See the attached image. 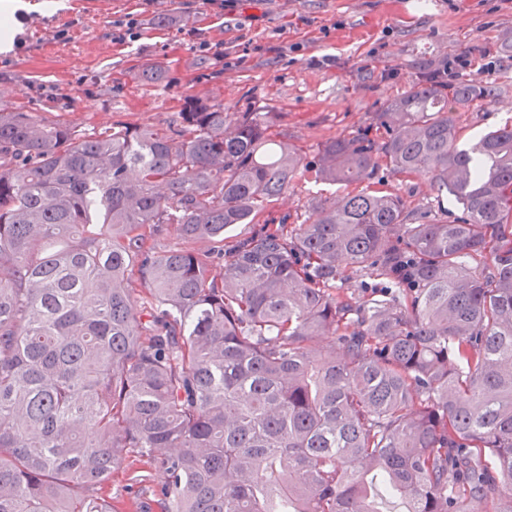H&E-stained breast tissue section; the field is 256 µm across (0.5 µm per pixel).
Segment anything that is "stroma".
<instances>
[{"label": "stroma", "instance_id": "obj_1", "mask_svg": "<svg viewBox=\"0 0 512 512\" xmlns=\"http://www.w3.org/2000/svg\"><path fill=\"white\" fill-rule=\"evenodd\" d=\"M10 52L0 51V109L62 120L84 132L119 122L166 126L185 94L222 103L225 111L273 113V139H288L311 161L327 139L373 129V116L416 81L421 57L471 53L463 79L497 83L498 96L458 112L459 145L491 128L512 126V0H235L218 10L209 0H54L40 10L24 0ZM166 16L168 25L157 23ZM141 18L138 38L121 46L112 27ZM160 60L168 80L147 86L137 73ZM427 219L450 221L455 199L439 200L429 177L403 178L379 170ZM335 188L296 178L269 203L263 220L313 221L317 203ZM162 474L129 457L106 491L118 512L149 504Z\"/></svg>", "mask_w": 512, "mask_h": 512}]
</instances>
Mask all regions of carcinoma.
Returning a JSON list of instances; mask_svg holds the SVG:
<instances>
[{"mask_svg": "<svg viewBox=\"0 0 512 512\" xmlns=\"http://www.w3.org/2000/svg\"><path fill=\"white\" fill-rule=\"evenodd\" d=\"M492 97L421 62L381 141L311 164L194 95L90 135L0 110V512H115L128 455L162 470L157 512H512V127L460 149L455 116ZM382 166L461 216L418 223ZM302 170L365 188L224 249ZM348 271L383 293L334 294Z\"/></svg>", "mask_w": 512, "mask_h": 512, "instance_id": "1", "label": "carcinoma"}]
</instances>
